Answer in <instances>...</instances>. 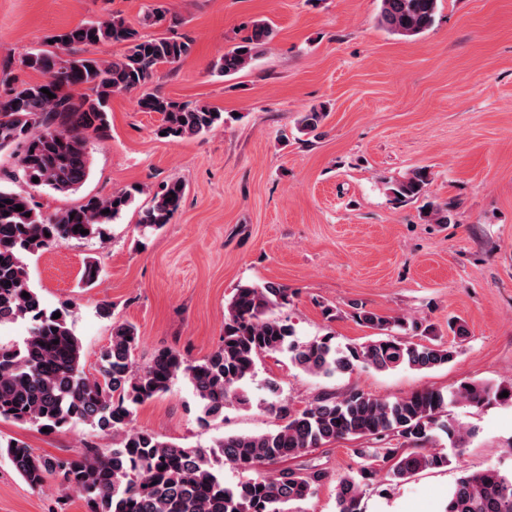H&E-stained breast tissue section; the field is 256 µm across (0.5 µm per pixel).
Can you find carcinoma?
Returning a JSON list of instances; mask_svg holds the SVG:
<instances>
[{
  "label": "carcinoma",
  "mask_w": 512,
  "mask_h": 512,
  "mask_svg": "<svg viewBox=\"0 0 512 512\" xmlns=\"http://www.w3.org/2000/svg\"><path fill=\"white\" fill-rule=\"evenodd\" d=\"M438 0H380L379 24L388 33L415 38L435 23ZM274 37L269 23L257 21L249 35L213 65V72L232 76L248 67L260 48ZM51 48L36 47L22 59L24 67L44 76L25 82L0 71V150L11 148L17 175L30 187L66 193L78 189L90 173L87 142L108 126L112 95L136 91L162 65H178L191 52L185 34L154 37L141 33L121 17L88 21L50 37ZM121 43L124 53L111 61L83 56L75 49ZM46 88L53 97L41 92ZM142 112L162 116L158 131L170 140L201 136L227 122L224 113L154 93L137 99ZM326 113L312 109L297 121L300 132H314ZM38 182H33V179ZM429 173L412 170L395 181V200L414 199L426 191ZM139 188L121 190L101 199L92 197L64 212L46 215L27 197L0 189V326L23 321L28 334L20 342L0 341V419L54 432L77 423L102 432H121L110 447L85 444L73 455L45 458L21 441L0 444L17 473L34 489L53 480L82 496L87 512H303L328 478L321 468H283L272 475L261 467L304 456L317 448L350 437L372 440L359 448L362 463L354 474L336 479V512H361L363 489L378 479L405 481L420 471L449 464L448 454L434 450L446 436L462 455L474 431L448 422V404L460 401L473 408L512 404V385L462 382L443 393L423 389L389 400L359 390L341 395L324 392L302 410L282 397L274 379L266 381L267 398L258 405L275 413L281 424L272 431L225 435L210 449L187 448L132 426L136 410L166 393L181 378L191 387L201 420L219 418L224 408L253 405L249 384L257 361L265 354L286 352L301 372L320 377L350 374L358 368L427 371L452 362L455 348L433 338L431 325L379 313L352 304L353 317L374 331L360 344L339 347L332 336L306 342L293 339L294 329L275 311L288 306V288L273 282L237 285L224 307V334L205 358L193 360L165 348L144 365L135 362L139 336L129 323H113L108 346L101 352L96 375L81 364L82 343L69 327V304L47 307L29 283L23 258L59 242L87 240L104 234L135 200ZM184 186L162 185L139 212L145 232L170 223L181 207ZM23 210H16V206ZM109 213H104V210ZM452 204L428 203L430 220L449 221ZM86 233H80V230ZM28 296H22V293ZM60 314L55 319L53 315ZM421 331L429 341L406 336ZM506 397H500L503 392ZM251 472L233 485L215 471L212 457ZM443 512H512V475L495 469L461 474L448 493Z\"/></svg>",
  "instance_id": "carcinoma-1"
}]
</instances>
